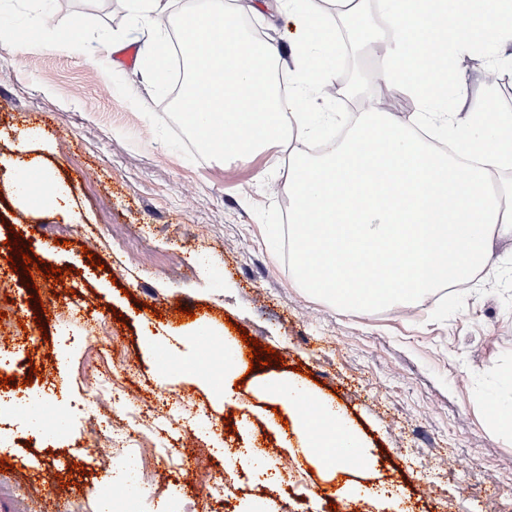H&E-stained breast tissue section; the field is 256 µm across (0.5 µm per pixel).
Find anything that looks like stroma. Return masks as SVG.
Listing matches in <instances>:
<instances>
[{"label": "stroma", "instance_id": "35a3bbf8", "mask_svg": "<svg viewBox=\"0 0 512 512\" xmlns=\"http://www.w3.org/2000/svg\"><path fill=\"white\" fill-rule=\"evenodd\" d=\"M238 2L265 40L293 42L280 0ZM0 16L19 33L0 44V282L10 287L0 310L12 358L0 378L37 389L28 378L35 365L68 385L53 430H19L0 444V512H24L29 494L36 512H100L95 474L76 466L72 406L84 392L71 381L81 368L182 401L192 424L181 456L250 444L271 466L298 462L292 491L236 495L233 512H331L345 505L338 491L348 483L394 489L403 512H512V431L491 419L493 404L512 408V237L494 239L489 262L464 287L407 307L340 311L305 292L288 266L283 209L296 140L244 159H201L165 113L168 85L116 60L151 44L130 0H58L50 17L39 0H0ZM47 25L69 50L39 44ZM459 70L467 109L490 85L512 105V74L490 72L476 55ZM9 160L40 163L68 192L73 219L56 214L52 199L32 211L7 195ZM18 232L33 260L71 268L72 299L83 306L76 316L41 307L53 279L12 268ZM181 308L192 318L179 320ZM99 322L106 332L96 350L79 353L72 337ZM205 325L221 337L246 329L283 361L254 368L225 401L223 388L184 371L201 356L196 333ZM265 378L294 379L333 400L375 465L332 477L309 461L303 435L288 433L282 448L267 425L278 400L261 388ZM152 468L169 480V495L159 502L130 484L137 512H213L214 498L172 462Z\"/></svg>", "mask_w": 512, "mask_h": 512}]
</instances>
